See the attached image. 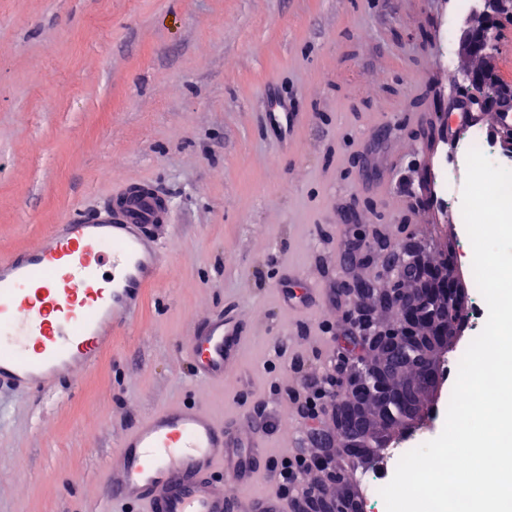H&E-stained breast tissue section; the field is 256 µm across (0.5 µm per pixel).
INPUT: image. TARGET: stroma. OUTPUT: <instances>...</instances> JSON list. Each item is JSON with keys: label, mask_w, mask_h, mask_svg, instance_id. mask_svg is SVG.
<instances>
[{"label": "stroma", "mask_w": 512, "mask_h": 512, "mask_svg": "<svg viewBox=\"0 0 512 512\" xmlns=\"http://www.w3.org/2000/svg\"><path fill=\"white\" fill-rule=\"evenodd\" d=\"M461 0H0V256L87 215L124 182L172 202L171 264L131 328L78 389L0 391V512H89L104 460L157 407L212 409L263 434L262 473L316 453L333 412L299 408L325 374L347 399L370 353L356 279L392 287L388 255L415 243L463 284L460 226L442 200L449 142L468 97ZM287 103V130L264 112ZM240 319L224 385L191 378L185 349L209 317ZM380 451L337 448L304 486L359 497Z\"/></svg>", "instance_id": "obj_1"}]
</instances>
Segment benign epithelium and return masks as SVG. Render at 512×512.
<instances>
[{
    "label": "benign epithelium",
    "mask_w": 512,
    "mask_h": 512,
    "mask_svg": "<svg viewBox=\"0 0 512 512\" xmlns=\"http://www.w3.org/2000/svg\"><path fill=\"white\" fill-rule=\"evenodd\" d=\"M504 17L512 18V0H483L461 40L460 52L475 61L486 60L493 50L491 37ZM473 92L471 104L499 113L512 110V95L491 94L496 86L490 69L467 72ZM388 274L395 280L388 291L378 284L357 281L361 294L372 289L382 305L394 309L402 326L390 332L362 329L377 359L359 372L352 395L335 405L333 418L343 447L361 452L371 447L379 426H395L415 420L417 396L435 381L434 361L448 346V332L460 323L461 302L448 270L431 264L413 245L389 257ZM336 501L313 497L304 512H336Z\"/></svg>",
    "instance_id": "7a95c632"
}]
</instances>
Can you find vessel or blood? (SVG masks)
I'll use <instances>...</instances> for the list:
<instances>
[{"label":"vessel or blood","mask_w":512,"mask_h":512,"mask_svg":"<svg viewBox=\"0 0 512 512\" xmlns=\"http://www.w3.org/2000/svg\"><path fill=\"white\" fill-rule=\"evenodd\" d=\"M163 194L135 183L105 210L56 225L22 255L0 259V387L48 393L112 345L149 282L168 264L156 234L170 224ZM236 316L207 320L187 345L196 379L220 384L241 351ZM263 443L234 433L207 407L166 404L122 438L102 474L101 512H288L265 493L249 500L227 483H254ZM225 480H217L216 472Z\"/></svg>","instance_id":"obj_1"}]
</instances>
